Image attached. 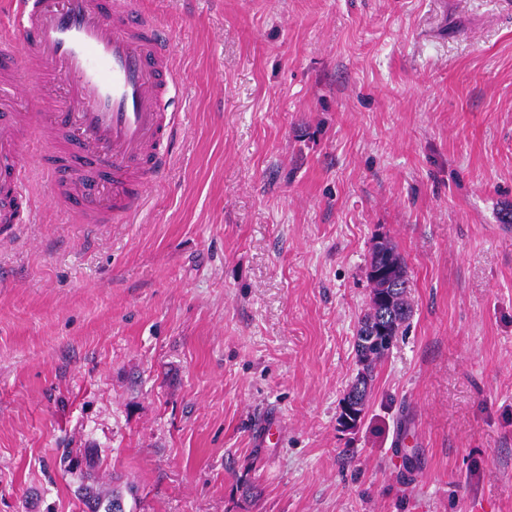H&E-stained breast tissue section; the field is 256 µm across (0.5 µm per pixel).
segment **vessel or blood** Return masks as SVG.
Masks as SVG:
<instances>
[{"mask_svg": "<svg viewBox=\"0 0 512 512\" xmlns=\"http://www.w3.org/2000/svg\"><path fill=\"white\" fill-rule=\"evenodd\" d=\"M15 28L0 37V225L40 172L51 205L79 224H122L166 171L179 83L168 32L137 0H13ZM64 92L45 98L48 86ZM33 112L12 111L19 99ZM37 170L24 161L30 136Z\"/></svg>", "mask_w": 512, "mask_h": 512, "instance_id": "vessel-or-blood-1", "label": "vessel or blood"}]
</instances>
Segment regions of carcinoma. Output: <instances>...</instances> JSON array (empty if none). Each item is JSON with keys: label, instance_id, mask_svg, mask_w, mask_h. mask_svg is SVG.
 <instances>
[{"label": "carcinoma", "instance_id": "1", "mask_svg": "<svg viewBox=\"0 0 512 512\" xmlns=\"http://www.w3.org/2000/svg\"><path fill=\"white\" fill-rule=\"evenodd\" d=\"M371 285L368 308L357 331L356 351L360 369L346 395L356 394L358 412L366 414L369 391L359 392L358 387L372 385L376 365L385 358L390 347L410 318L412 306L408 296L409 278L405 261L396 246L384 237H378L372 246L366 266ZM384 289L390 297L388 305L380 309L375 303L376 292ZM77 498L83 512H114L124 501L119 491L104 494L90 484L77 489Z\"/></svg>", "mask_w": 512, "mask_h": 512}]
</instances>
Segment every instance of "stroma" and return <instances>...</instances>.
<instances>
[{
	"instance_id": "obj_1",
	"label": "stroma",
	"mask_w": 512,
	"mask_h": 512,
	"mask_svg": "<svg viewBox=\"0 0 512 512\" xmlns=\"http://www.w3.org/2000/svg\"><path fill=\"white\" fill-rule=\"evenodd\" d=\"M144 3L164 176L0 230V512H82L87 448L134 512H512V0ZM378 235L413 314L345 431Z\"/></svg>"
}]
</instances>
